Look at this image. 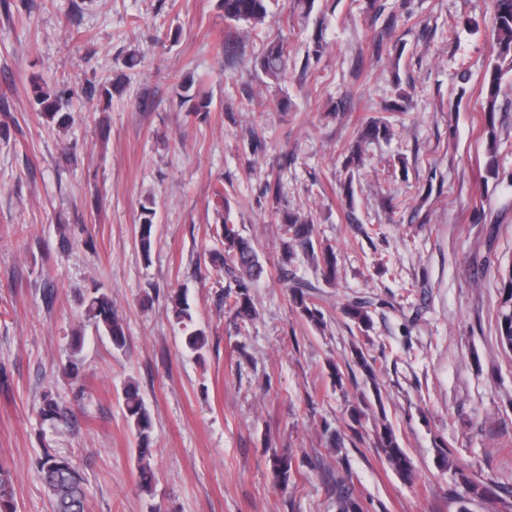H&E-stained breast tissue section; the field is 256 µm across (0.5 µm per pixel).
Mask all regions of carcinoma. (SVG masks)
Returning a JSON list of instances; mask_svg holds the SVG:
<instances>
[{
	"instance_id": "1",
	"label": "carcinoma",
	"mask_w": 512,
	"mask_h": 512,
	"mask_svg": "<svg viewBox=\"0 0 512 512\" xmlns=\"http://www.w3.org/2000/svg\"><path fill=\"white\" fill-rule=\"evenodd\" d=\"M270 0H220L224 11V19L234 24L256 26L268 15ZM491 38L496 59L485 71L482 91L486 98L485 111H496V103L501 91L503 63L512 64V0H493L491 21ZM256 66L267 77L278 81L288 70V38L281 36L269 42L262 55L257 59ZM185 95L182 100L190 104L191 113L207 112L211 105L208 95L199 91L191 94L189 87H183ZM66 90L46 83H33V98L37 111L48 119H54L63 105ZM389 133V125L384 117L374 118L367 123L362 137L378 139ZM279 215V231L281 246V262L279 270L283 280H288V265L297 256L295 247H303L306 255L317 265L323 267L324 277L331 281L336 274V255L331 244L314 240L313 220L286 208L277 210ZM154 209L142 207V221L139 224L136 240L142 253L150 255L155 242ZM223 237V248H215L208 253L212 265L224 270L229 278V285L224 290V304L234 312L241 322L249 321L255 314L250 289L262 277L264 267L261 264L253 241L241 234L236 225L224 220L220 227ZM499 276V308L498 335L500 343L512 351V266L498 272ZM290 296L307 321L319 326L324 321L321 306L309 292L310 284L301 280H291L287 285ZM86 314L95 324L98 334L110 340L116 350L124 349L126 336L122 321L112 309V300L103 292L94 290L85 298ZM173 309L179 322L188 325L193 323L190 306L183 293L176 292L172 296ZM370 300L362 297L351 299L344 312L351 322L362 331L371 328L369 308ZM207 344V336L201 328L191 330L185 337V345L194 352H201ZM85 346L84 335L76 331L70 337L71 356L67 368L68 374L77 379L82 370V352ZM125 417L133 429L138 454L139 486L150 493L153 489L155 475L148 457L154 447L152 415L139 389L127 385L124 390ZM38 416L43 423H54L63 417V408L57 397L46 392L42 395L38 407ZM375 447L387 463L403 478L411 475L410 458L402 447L399 438L391 425H383L377 431ZM35 467L43 484L52 497V512H85L86 491L84 478L71 461L58 455L52 448L41 449L35 460ZM458 474L463 493L457 495L458 512H469V504L483 500L498 492H512L506 485L487 483L478 480L465 470H455ZM273 474L276 485L282 489L295 485L291 458L286 454L277 455L273 459ZM336 500L340 512H368V507L361 499L354 496L350 489L339 486L336 488ZM0 512H17L14 488L8 468L0 465Z\"/></svg>"
}]
</instances>
